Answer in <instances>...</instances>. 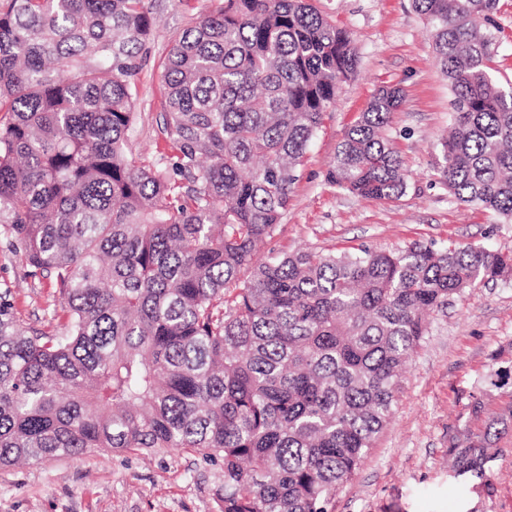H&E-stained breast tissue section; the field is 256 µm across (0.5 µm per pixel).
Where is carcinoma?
<instances>
[{"instance_id": "cac0c4a2", "label": "carcinoma", "mask_w": 512, "mask_h": 512, "mask_svg": "<svg viewBox=\"0 0 512 512\" xmlns=\"http://www.w3.org/2000/svg\"><path fill=\"white\" fill-rule=\"evenodd\" d=\"M448 78L439 174L512 221V83L491 63L498 0H411ZM147 0H0V239L50 280L57 336L0 293V465L106 450L224 462L219 512H331L391 419L405 366L448 300L512 279V251L260 254L306 150L357 71L312 0H224L162 62L171 169L127 148ZM377 89L332 183L406 191ZM512 406L450 437L457 477L488 480Z\"/></svg>"}]
</instances>
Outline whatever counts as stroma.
Masks as SVG:
<instances>
[{
  "instance_id": "1",
  "label": "stroma",
  "mask_w": 512,
  "mask_h": 512,
  "mask_svg": "<svg viewBox=\"0 0 512 512\" xmlns=\"http://www.w3.org/2000/svg\"><path fill=\"white\" fill-rule=\"evenodd\" d=\"M223 0H148L155 31L138 75L136 121L128 148L143 164L164 167V83L161 61L183 29ZM331 23L349 31L359 50L354 77L324 115L293 186L288 211L267 249L317 253L361 247L392 251L413 242L484 245L512 250V223L459 203L441 181L440 140L451 123L452 95L432 39L411 0H314ZM400 85L405 101L386 135L407 174L395 200L355 196L327 173L345 131L376 89ZM10 290L18 321L54 334L63 324L60 298L49 280L32 275L23 255L0 242V290ZM512 280L470 289L435 314L411 357L389 425L334 512H512V432L499 442L490 485L448 470V437L483 431L470 414L473 397L487 412L512 405ZM222 462L168 450L154 455L91 450L38 464L0 466V512H217Z\"/></svg>"
}]
</instances>
